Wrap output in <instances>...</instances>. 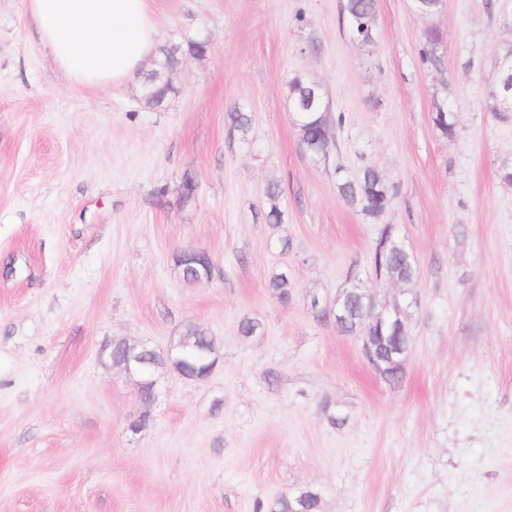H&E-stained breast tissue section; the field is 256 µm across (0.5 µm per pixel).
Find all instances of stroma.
<instances>
[{"label": "stroma", "mask_w": 512, "mask_h": 512, "mask_svg": "<svg viewBox=\"0 0 512 512\" xmlns=\"http://www.w3.org/2000/svg\"><path fill=\"white\" fill-rule=\"evenodd\" d=\"M343 3L151 0L149 63L87 91L54 66L26 0H0V512H269L303 487L318 512H512V112L489 98L512 21L487 0L432 14L377 0L364 47ZM432 31L438 69L420 57ZM191 40L205 53L180 54L173 91L149 103L163 49ZM298 75L343 117L317 165L299 146ZM442 104L450 139L432 122ZM237 106L244 139L225 121ZM367 164L398 188L374 219L336 189L337 170ZM386 224L420 268L396 384L310 308L353 275L399 296L368 262ZM188 248L211 257L210 280L182 279ZM283 268L285 304L268 288ZM189 322L220 360L202 382L161 373L153 403L99 355L165 348Z\"/></svg>", "instance_id": "35a3bbf8"}]
</instances>
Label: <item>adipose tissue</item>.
<instances>
[{
  "label": "adipose tissue",
  "instance_id": "adipose-tissue-1",
  "mask_svg": "<svg viewBox=\"0 0 512 512\" xmlns=\"http://www.w3.org/2000/svg\"><path fill=\"white\" fill-rule=\"evenodd\" d=\"M55 67L85 90L129 79L153 50L148 0H27Z\"/></svg>",
  "mask_w": 512,
  "mask_h": 512
}]
</instances>
